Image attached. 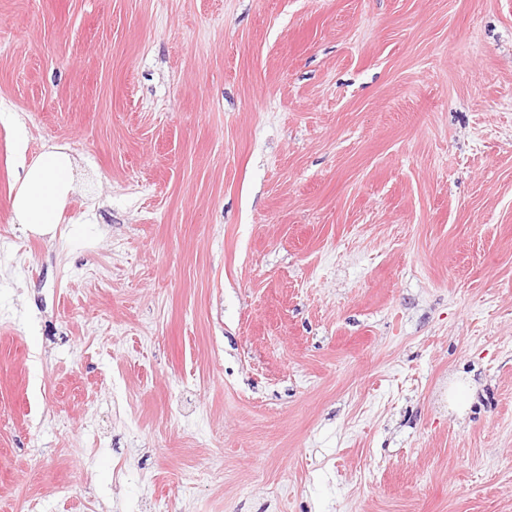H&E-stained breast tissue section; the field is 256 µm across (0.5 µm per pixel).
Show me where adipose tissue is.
<instances>
[{"instance_id": "obj_1", "label": "adipose tissue", "mask_w": 512, "mask_h": 512, "mask_svg": "<svg viewBox=\"0 0 512 512\" xmlns=\"http://www.w3.org/2000/svg\"><path fill=\"white\" fill-rule=\"evenodd\" d=\"M73 159L59 147L42 152L18 174L11 198L13 221L35 230L53 228L71 189Z\"/></svg>"}]
</instances>
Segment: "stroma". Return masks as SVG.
<instances>
[{
	"mask_svg": "<svg viewBox=\"0 0 512 512\" xmlns=\"http://www.w3.org/2000/svg\"><path fill=\"white\" fill-rule=\"evenodd\" d=\"M1 112L0 512H512V0H0ZM73 158L63 148L42 152L29 166H21L17 190L11 196L13 223L33 230L59 224V212L71 189Z\"/></svg>",
	"mask_w": 512,
	"mask_h": 512,
	"instance_id": "35a3bbf8",
	"label": "stroma"
}]
</instances>
